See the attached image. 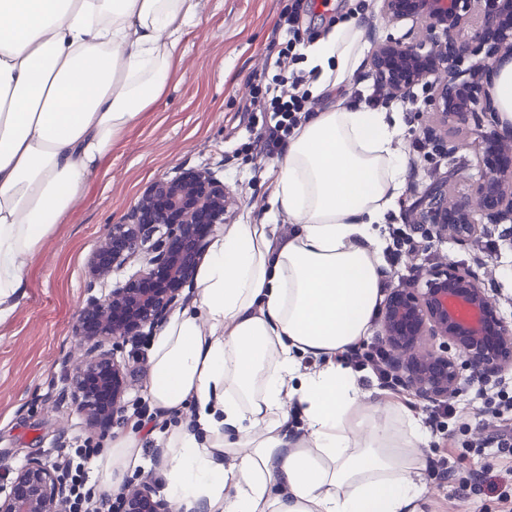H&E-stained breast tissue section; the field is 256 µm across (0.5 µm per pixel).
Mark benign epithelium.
<instances>
[{
	"label": "benign epithelium",
	"mask_w": 512,
	"mask_h": 512,
	"mask_svg": "<svg viewBox=\"0 0 512 512\" xmlns=\"http://www.w3.org/2000/svg\"><path fill=\"white\" fill-rule=\"evenodd\" d=\"M389 23L424 22L400 37L378 42L369 76L392 100H417L438 124L427 139L449 153L473 149L479 164L474 193L454 196L457 174L436 179L409 213L413 227L433 242L472 246L484 224L512 223V148L497 130L463 135L481 101L483 80L512 60V0H382ZM229 195L216 172L188 169L156 180L132 208L128 222L111 224L88 261L89 287L112 282L142 252L144 265L103 296L82 303L73 336L85 354L67 371L68 390L86 425L109 430L129 387L128 373L114 357L118 339L144 335L161 324L180 292L193 283L209 245L224 223ZM150 250L144 246L159 229ZM387 344L385 363L396 384L431 404L455 397L463 372L483 384L512 369V326L479 274L465 265L439 262L424 280L389 290L380 315ZM67 490L57 469L31 458L0 491V512H67ZM118 512H170L149 482L125 489Z\"/></svg>",
	"instance_id": "7a95c632"
}]
</instances>
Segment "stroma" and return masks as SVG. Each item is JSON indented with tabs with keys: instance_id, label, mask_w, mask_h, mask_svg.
Listing matches in <instances>:
<instances>
[{
	"instance_id": "35a3bbf8",
	"label": "stroma",
	"mask_w": 512,
	"mask_h": 512,
	"mask_svg": "<svg viewBox=\"0 0 512 512\" xmlns=\"http://www.w3.org/2000/svg\"><path fill=\"white\" fill-rule=\"evenodd\" d=\"M296 0H201L200 21L185 30L171 79L159 102L143 112L136 124L112 147L92 173L74 205L46 238L38 257L25 271V295L14 313L0 321V488L28 459L61 464L77 444L102 448L120 434L141 440L148 465L128 471L123 486L148 480L164 493L169 460L162 450L167 428L179 416L162 417L146 394L153 335L137 336L118 344L114 353L125 364L131 386L111 429L89 431L65 394L66 372L80 351L72 334L78 310L88 293L103 295L108 286L90 284L86 263L99 246L108 225L123 222L146 188L180 168L219 170L233 197L226 223L259 224L266 220L267 199L274 178L275 157L254 145L266 113L254 111L258 83L267 59L290 48L297 71H306V51L325 37L337 21L353 15L366 25V38L376 43L401 36L404 26H386L381 0H330L316 13H302L297 38L277 30L280 16L294 9ZM367 68L352 77L341 92L347 100L371 102L382 112H398L404 127L397 146L405 158L407 177L401 195L379 226L384 243L402 229L416 242L412 255L386 261L391 284L411 283L432 262L472 263L481 258V274L512 323V228L489 224L479 234L478 246L426 241L409 223L407 210L426 187L448 167H458L456 190L470 191L477 160L472 149L454 154L426 143L424 130L434 117L424 102L403 105L373 98ZM512 397V372L499 384L464 381L453 400L454 419H433L432 404L413 400L412 412L426 432L419 447L425 489L419 512H501L502 487L512 488L505 458L473 455L472 449L494 431L490 411ZM454 443L467 457L457 464L455 478L440 480L434 464L445 443ZM489 467L494 487L473 490L472 470Z\"/></svg>"
}]
</instances>
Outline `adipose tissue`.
Instances as JSON below:
<instances>
[{
	"mask_svg": "<svg viewBox=\"0 0 512 512\" xmlns=\"http://www.w3.org/2000/svg\"><path fill=\"white\" fill-rule=\"evenodd\" d=\"M201 0H0V321L25 269L113 145L161 98ZM369 50L337 23L306 61L315 94L337 91ZM400 118L337 101L289 137L270 222L228 224L198 300L156 337L148 395L190 405L165 448L166 490L192 512H418L422 435L398 425L337 354L369 336L382 300L377 226L406 177ZM319 360L305 372L302 358ZM298 412L303 434L288 429ZM138 440L109 441L101 486L144 467Z\"/></svg>",
	"mask_w": 512,
	"mask_h": 512,
	"instance_id": "ef3b65f1",
	"label": "adipose tissue"
}]
</instances>
